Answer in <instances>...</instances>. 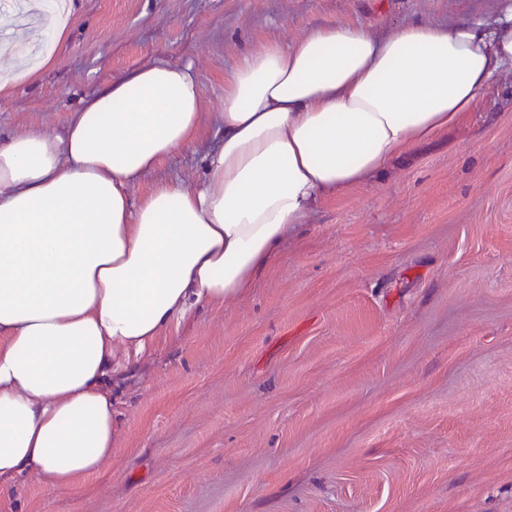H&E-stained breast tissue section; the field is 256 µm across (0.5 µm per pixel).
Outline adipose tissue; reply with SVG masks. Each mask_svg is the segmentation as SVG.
Wrapping results in <instances>:
<instances>
[{"mask_svg":"<svg viewBox=\"0 0 512 512\" xmlns=\"http://www.w3.org/2000/svg\"><path fill=\"white\" fill-rule=\"evenodd\" d=\"M512 68L493 23L320 27L242 54L205 175L129 187L202 121L191 65L157 62L83 99L62 133L0 138V496L73 489L112 459L109 379L194 304L242 294L323 197L382 176Z\"/></svg>","mask_w":512,"mask_h":512,"instance_id":"ef3b65f1","label":"adipose tissue"}]
</instances>
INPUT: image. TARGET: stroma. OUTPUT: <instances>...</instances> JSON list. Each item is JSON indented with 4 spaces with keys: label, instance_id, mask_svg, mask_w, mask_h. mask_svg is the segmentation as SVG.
Segmentation results:
<instances>
[{
    "label": "stroma",
    "instance_id": "obj_1",
    "mask_svg": "<svg viewBox=\"0 0 512 512\" xmlns=\"http://www.w3.org/2000/svg\"><path fill=\"white\" fill-rule=\"evenodd\" d=\"M512 0H74L0 133L61 132L132 70L192 63L193 140L130 187L192 184L243 53L323 26L381 37ZM112 460L0 512H512V71L381 179L321 199L224 305L192 306L112 387Z\"/></svg>",
    "mask_w": 512,
    "mask_h": 512
}]
</instances>
